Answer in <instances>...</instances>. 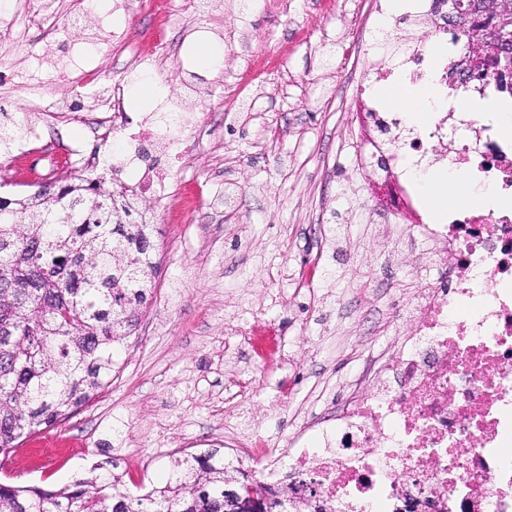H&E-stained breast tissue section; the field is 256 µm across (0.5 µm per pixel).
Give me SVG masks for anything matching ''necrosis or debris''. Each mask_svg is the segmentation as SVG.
I'll list each match as a JSON object with an SVG mask.
<instances>
[{
    "mask_svg": "<svg viewBox=\"0 0 512 512\" xmlns=\"http://www.w3.org/2000/svg\"><path fill=\"white\" fill-rule=\"evenodd\" d=\"M460 60L452 38L439 57L414 52L406 60L408 80L430 76L448 86L458 82ZM17 80L29 95V126L14 159L16 175L38 180L65 172L37 126L54 115L90 113L97 142L119 140L116 164L134 173L131 188L157 201L170 195L171 170L194 156L198 139L188 134L182 107L163 108L161 117L135 125L122 85L102 98L79 92L52 101L53 78L44 69ZM454 110L443 103L419 127L389 105L365 118L405 147L387 160L380 141L366 143L386 210L423 223L399 171L419 167L433 141L446 145L450 167L512 197V128L480 118L453 125ZM426 235L441 258L437 276L418 298L397 349L370 359L375 391H352L334 419L314 422L323 446L309 447L303 437L291 450L263 445L257 452L272 476L292 458L336 512H512V208L469 206Z\"/></svg>",
    "mask_w": 512,
    "mask_h": 512,
    "instance_id": "necrosis-or-debris-1",
    "label": "necrosis or debris"
}]
</instances>
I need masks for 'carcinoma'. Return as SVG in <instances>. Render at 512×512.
<instances>
[{
  "instance_id": "carcinoma-1",
  "label": "carcinoma",
  "mask_w": 512,
  "mask_h": 512,
  "mask_svg": "<svg viewBox=\"0 0 512 512\" xmlns=\"http://www.w3.org/2000/svg\"><path fill=\"white\" fill-rule=\"evenodd\" d=\"M505 0H478L441 27L464 43L469 72L481 78L512 60V38L498 30ZM69 175L17 198L0 197V456L17 441L68 416L97 395L114 352L136 329L152 290L153 225L140 201ZM56 489L0 482V512H226L224 492L253 486L261 512H336L309 507L295 483L259 481L224 463L221 449L175 460L161 487L139 495L123 475L99 472Z\"/></svg>"
}]
</instances>
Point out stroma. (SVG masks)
<instances>
[{"instance_id":"35a3bbf8","label":"stroma","mask_w":512,"mask_h":512,"mask_svg":"<svg viewBox=\"0 0 512 512\" xmlns=\"http://www.w3.org/2000/svg\"><path fill=\"white\" fill-rule=\"evenodd\" d=\"M8 0L16 44L0 49V72L28 67L43 53L55 72L61 42L41 43ZM212 0L196 15L163 16L152 0H103L107 26L88 29L104 81L134 95L145 81L132 52L156 30L165 81L131 113H154L195 68L200 29L218 31L223 65L205 70L192 99L199 119L225 112L241 93L248 110L205 138L189 167L172 172L175 192L191 187L196 210L150 202L157 267L136 332L115 353L102 392L46 430L68 442L65 459L29 473L0 470V481L63 487L101 465L144 474L162 486L184 450L224 445L225 432L250 429L268 446L285 443L295 420L337 410L369 358L396 344L390 323L408 311L431 272L427 241L392 223L358 161L356 109L378 102L377 72H400L412 44L437 51L431 25L406 20L393 0ZM360 47L357 66L343 51ZM232 183L246 204L215 209ZM284 336L286 358L263 363L252 338Z\"/></svg>"}]
</instances>
